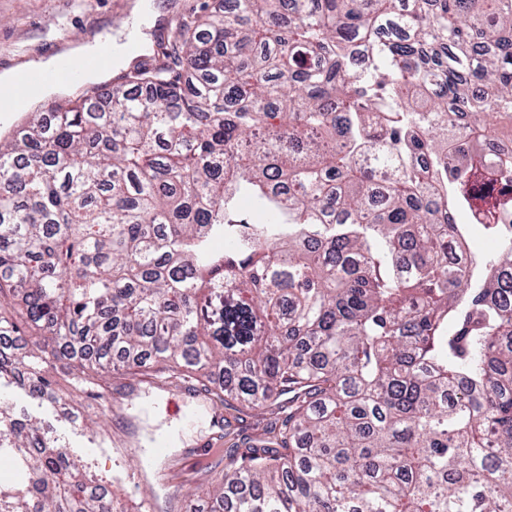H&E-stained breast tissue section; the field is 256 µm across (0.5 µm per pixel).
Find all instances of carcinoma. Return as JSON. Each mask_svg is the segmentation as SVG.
I'll list each match as a JSON object with an SVG mask.
<instances>
[{
  "mask_svg": "<svg viewBox=\"0 0 512 512\" xmlns=\"http://www.w3.org/2000/svg\"><path fill=\"white\" fill-rule=\"evenodd\" d=\"M160 48L0 137V308L42 335L0 380L277 407L186 512H512V0H236ZM2 457L0 512H143L3 402Z\"/></svg>",
  "mask_w": 512,
  "mask_h": 512,
  "instance_id": "cac0c4a2",
  "label": "carcinoma"
}]
</instances>
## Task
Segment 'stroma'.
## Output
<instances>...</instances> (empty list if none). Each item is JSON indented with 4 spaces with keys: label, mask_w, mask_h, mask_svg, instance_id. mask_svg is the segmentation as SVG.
Returning a JSON list of instances; mask_svg holds the SVG:
<instances>
[{
    "label": "stroma",
    "mask_w": 512,
    "mask_h": 512,
    "mask_svg": "<svg viewBox=\"0 0 512 512\" xmlns=\"http://www.w3.org/2000/svg\"><path fill=\"white\" fill-rule=\"evenodd\" d=\"M135 0H0V71L49 57L52 50L102 31H118L121 20H134ZM63 404L79 407L97 419L102 399L111 409L98 436L72 424L61 407L31 399L18 385L0 388V401L13 411L41 422L61 444L103 480L114 481L122 503L144 496L155 499L158 512L180 507L186 490L207 487L220 474L230 448H245L268 438L274 411L229 406L205 389L203 378H172L168 372L141 368L119 372L107 381L103 397L76 385L61 366H50ZM99 419V418H98ZM175 436L178 447L166 451L151 468L140 466L151 438Z\"/></svg>",
    "instance_id": "1"
}]
</instances>
